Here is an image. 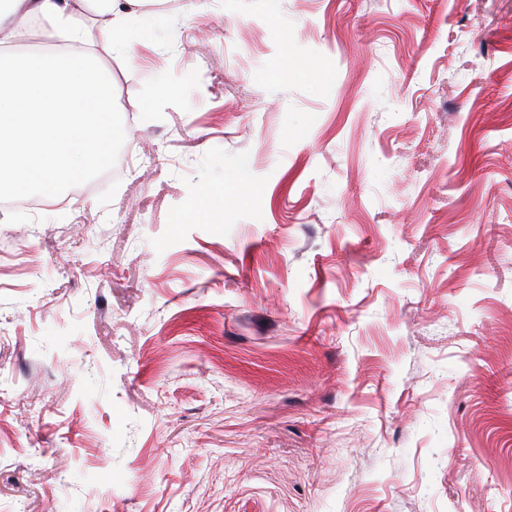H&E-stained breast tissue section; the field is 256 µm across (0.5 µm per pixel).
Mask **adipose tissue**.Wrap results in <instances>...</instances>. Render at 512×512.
<instances>
[{
    "instance_id": "1",
    "label": "adipose tissue",
    "mask_w": 512,
    "mask_h": 512,
    "mask_svg": "<svg viewBox=\"0 0 512 512\" xmlns=\"http://www.w3.org/2000/svg\"><path fill=\"white\" fill-rule=\"evenodd\" d=\"M117 0H8L0 7V196L63 190L103 169L112 158L118 109L112 74L96 46L124 49L137 31L135 6ZM101 18L95 37L77 13ZM37 35L43 49L18 46Z\"/></svg>"
}]
</instances>
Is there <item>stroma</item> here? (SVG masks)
I'll return each instance as SVG.
<instances>
[{
	"instance_id": "obj_1",
	"label": "stroma",
	"mask_w": 512,
	"mask_h": 512,
	"mask_svg": "<svg viewBox=\"0 0 512 512\" xmlns=\"http://www.w3.org/2000/svg\"><path fill=\"white\" fill-rule=\"evenodd\" d=\"M130 147L0 208V512H512V0H152Z\"/></svg>"
}]
</instances>
